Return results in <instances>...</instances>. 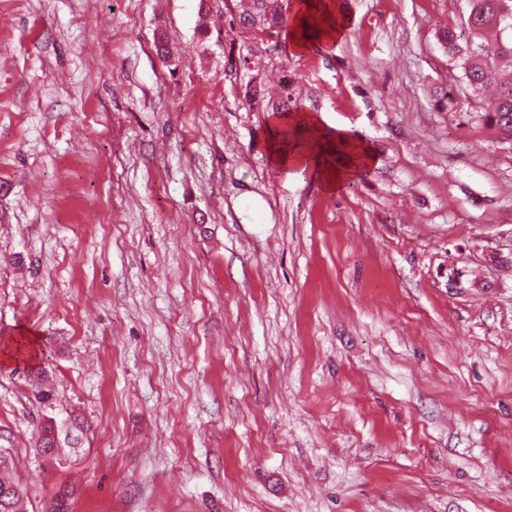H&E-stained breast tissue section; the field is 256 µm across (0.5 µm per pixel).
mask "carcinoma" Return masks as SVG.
<instances>
[{"label": "carcinoma", "mask_w": 512, "mask_h": 512, "mask_svg": "<svg viewBox=\"0 0 512 512\" xmlns=\"http://www.w3.org/2000/svg\"><path fill=\"white\" fill-rule=\"evenodd\" d=\"M469 5V39L462 42L448 29L439 41L461 59L462 84L472 95L482 96L489 77L497 76L495 92L474 118L512 145V0H469ZM280 9L279 0H249L240 21L251 29L258 22L275 28L283 21Z\"/></svg>", "instance_id": "1"}]
</instances>
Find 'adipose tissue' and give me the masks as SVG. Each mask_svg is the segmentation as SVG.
<instances>
[{"label":"adipose tissue","mask_w":512,"mask_h":512,"mask_svg":"<svg viewBox=\"0 0 512 512\" xmlns=\"http://www.w3.org/2000/svg\"><path fill=\"white\" fill-rule=\"evenodd\" d=\"M262 148L271 164L287 172L308 171L330 192L375 164L367 145L327 129L313 112L273 116Z\"/></svg>","instance_id":"1"}]
</instances>
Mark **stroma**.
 <instances>
[{
	"label": "stroma",
	"mask_w": 512,
	"mask_h": 512,
	"mask_svg": "<svg viewBox=\"0 0 512 512\" xmlns=\"http://www.w3.org/2000/svg\"><path fill=\"white\" fill-rule=\"evenodd\" d=\"M341 4L298 53L236 0H0L24 512H512V146L433 100L468 0ZM302 111L376 166L335 194L273 167ZM311 5L316 6L317 8H320L324 10V12L328 15L335 16L337 18V25L336 27H333L332 32L330 33L329 38H323L321 41L323 42H333L335 39H337L339 36L342 35L343 31L346 29L347 26V18L342 13L340 9V4L336 1L331 0H322V1H312L308 2Z\"/></svg>",
	"instance_id": "obj_1"
}]
</instances>
